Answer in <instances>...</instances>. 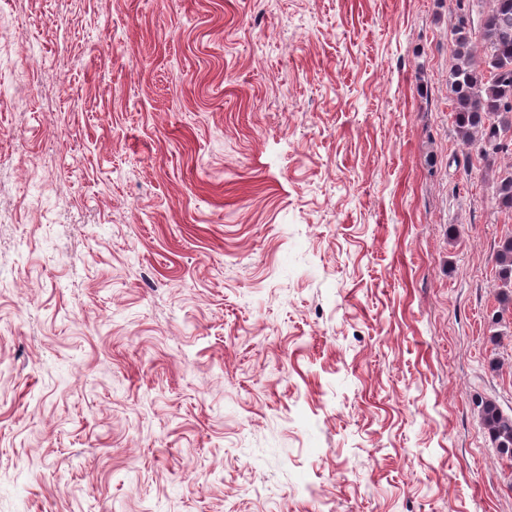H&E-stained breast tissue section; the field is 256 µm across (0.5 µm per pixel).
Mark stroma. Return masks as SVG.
Wrapping results in <instances>:
<instances>
[{
  "label": "stroma",
  "mask_w": 512,
  "mask_h": 512,
  "mask_svg": "<svg viewBox=\"0 0 512 512\" xmlns=\"http://www.w3.org/2000/svg\"><path fill=\"white\" fill-rule=\"evenodd\" d=\"M456 10L0 6V512H512ZM479 408L481 423L493 448L502 458L512 461V413L503 412L492 400L481 401Z\"/></svg>",
  "instance_id": "35a3bbf8"
}]
</instances>
